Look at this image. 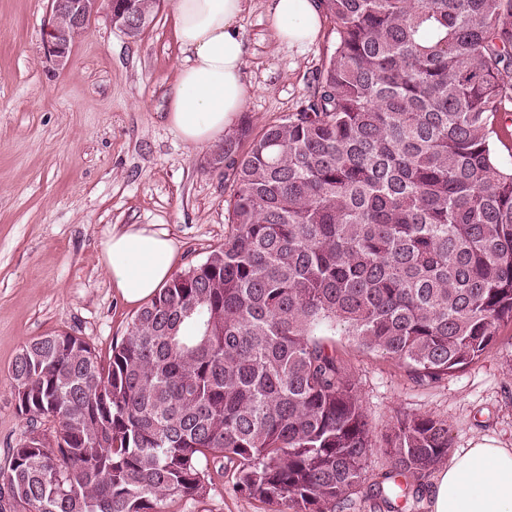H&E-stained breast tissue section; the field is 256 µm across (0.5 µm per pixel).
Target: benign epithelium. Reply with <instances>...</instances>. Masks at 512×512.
<instances>
[{
    "label": "benign epithelium",
    "mask_w": 512,
    "mask_h": 512,
    "mask_svg": "<svg viewBox=\"0 0 512 512\" xmlns=\"http://www.w3.org/2000/svg\"><path fill=\"white\" fill-rule=\"evenodd\" d=\"M103 6L112 10V0H51L53 18L44 41L45 56L64 64L79 34Z\"/></svg>",
    "instance_id": "obj_1"
}]
</instances>
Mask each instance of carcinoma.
I'll return each mask as SVG.
<instances>
[{"label": "carcinoma", "mask_w": 512, "mask_h": 512, "mask_svg": "<svg viewBox=\"0 0 512 512\" xmlns=\"http://www.w3.org/2000/svg\"><path fill=\"white\" fill-rule=\"evenodd\" d=\"M336 47L295 111L224 137L231 231L172 276L102 363L81 336L25 342L17 410L42 424L0 474V512H166L232 489L338 512L365 482L404 512L448 424L403 414L377 444L345 362L359 346L435 384L512 321V0H319ZM159 0H115L155 21ZM248 143L247 151L241 145ZM388 469V461L382 450L374 448L368 456L366 468V480L361 489V493L352 496L353 505L350 510L345 512H380L374 505V501L365 497V491L368 485ZM375 507V508H374Z\"/></svg>", "instance_id": "1"}]
</instances>
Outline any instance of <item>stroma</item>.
Returning <instances> with one entry per match:
<instances>
[{"label":"stroma","instance_id":"1","mask_svg":"<svg viewBox=\"0 0 512 512\" xmlns=\"http://www.w3.org/2000/svg\"><path fill=\"white\" fill-rule=\"evenodd\" d=\"M50 22L48 0H0V470L31 427L11 395L21 346L68 332L105 362L128 335L137 309L114 292L101 260L111 233L131 224L166 231L180 272L230 230V191L209 163L212 145L185 143L165 120L183 62L170 0L135 39L100 10L62 66L43 52ZM240 24L250 93L239 118L258 131L297 108L336 33L327 21L312 45L283 44L266 0H247ZM332 341L375 433L414 413L447 422L451 453L483 437L512 448V323L477 363L425 387L350 337ZM212 478L205 506L176 500L167 512H274L234 493L231 476Z\"/></svg>","mask_w":512,"mask_h":512}]
</instances>
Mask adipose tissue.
I'll list each match as a JSON object with an SVG mask.
<instances>
[{"instance_id":"1","label":"adipose tissue","mask_w":512,"mask_h":512,"mask_svg":"<svg viewBox=\"0 0 512 512\" xmlns=\"http://www.w3.org/2000/svg\"><path fill=\"white\" fill-rule=\"evenodd\" d=\"M244 0H173L176 38L185 58L166 120L191 145L213 141L243 111L245 38L239 24ZM277 39L312 43L322 29L314 0H268ZM176 245L166 233L130 226L103 245L112 286L127 303L149 300L171 279ZM432 512H512V448L483 438L441 468L431 493Z\"/></svg>"}]
</instances>
